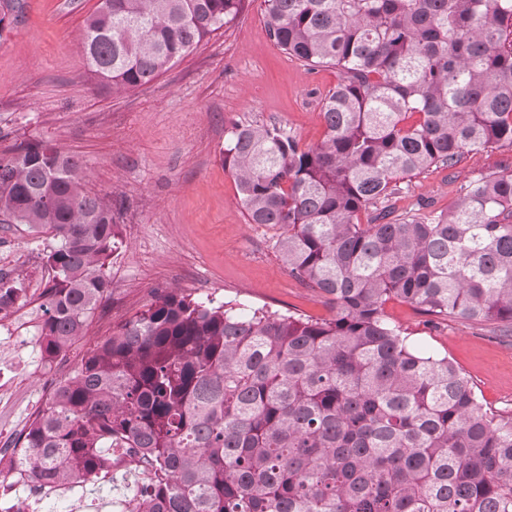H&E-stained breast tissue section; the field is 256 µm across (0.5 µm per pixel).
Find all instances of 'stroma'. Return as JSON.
I'll list each match as a JSON object with an SVG mask.
<instances>
[{"instance_id":"obj_1","label":"stroma","mask_w":512,"mask_h":512,"mask_svg":"<svg viewBox=\"0 0 512 512\" xmlns=\"http://www.w3.org/2000/svg\"><path fill=\"white\" fill-rule=\"evenodd\" d=\"M98 0H22L23 13L0 35V154L23 140H47L85 164L88 187L112 197L124 245L108 268L112 294L87 338L64 360L46 364L38 346L40 305L52 279L46 237L24 224L0 223V271L21 276L25 292L0 317V444H14L53 387L96 342L135 318L163 291L235 312L257 309L328 318L318 292L289 276L271 227L246 221L224 139L234 123H273L301 147L324 137V96L333 68L309 70L269 38L262 0H245L237 19L150 84L115 96L94 88L77 39ZM512 169V151L465 154L452 168H430L392 203L397 212L447 210L468 181ZM409 343L445 356L471 380L489 408L512 411V338L496 324L423 314L400 299L384 306Z\"/></svg>"}]
</instances>
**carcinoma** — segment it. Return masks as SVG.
Instances as JSON below:
<instances>
[{"label": "carcinoma", "mask_w": 512, "mask_h": 512, "mask_svg": "<svg viewBox=\"0 0 512 512\" xmlns=\"http://www.w3.org/2000/svg\"><path fill=\"white\" fill-rule=\"evenodd\" d=\"M244 3L99 0L79 32L89 79L114 95L145 86ZM263 5L274 44L339 81L319 145L236 123L224 168L248 223L276 228L288 274L334 314L244 316L163 292L56 384L15 442L26 476L85 482L123 444L156 463L131 512H512V413L384 314L394 297L512 325L511 172L469 182L439 214L389 205L425 169L512 150V0ZM22 10L0 0V35ZM0 216L53 240L38 344L63 360L111 292L112 199L80 160L23 141L0 155ZM23 292L0 273V312Z\"/></svg>", "instance_id": "cac0c4a2"}]
</instances>
